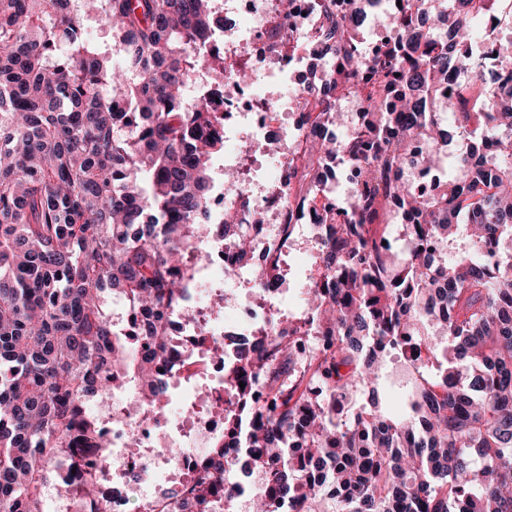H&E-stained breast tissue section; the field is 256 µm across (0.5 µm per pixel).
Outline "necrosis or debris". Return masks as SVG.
<instances>
[{
  "mask_svg": "<svg viewBox=\"0 0 512 512\" xmlns=\"http://www.w3.org/2000/svg\"><path fill=\"white\" fill-rule=\"evenodd\" d=\"M314 0H295L290 18L294 38L281 40L275 34L282 18L278 0H224V17L233 23L236 35L224 45L225 65L238 67L249 62L253 78L219 105L228 114L224 130V167L242 166L247 153V139H263L282 150L273 176L272 188L263 194H240L237 188H219L213 199L215 212L229 204H246L249 210L265 215L281 211L287 190L285 170L289 158L298 157L306 140L307 129L301 116L299 100L277 96L270 89L271 72H297L306 62H322L316 42ZM210 259L202 273L199 299L193 310L181 313V322L168 340L170 365L164 373L168 388H179L186 360L206 359L203 379L214 396L224 394L222 360L206 356L213 340L223 338L225 323L248 330L268 318L270 303L253 293L240 295L223 311H210L207 299L213 291L224 288V269L233 265V256L223 242L208 245ZM101 429L112 442V470L108 481L122 488L127 472L144 477V484L133 489L139 503L148 512H191L190 507H176L173 498L153 489L150 479L162 472L167 483L175 484L195 472L213 437L223 434L224 416L216 409L187 408L178 416L155 411L135 396H128L119 418L101 417Z\"/></svg>",
  "mask_w": 512,
  "mask_h": 512,
  "instance_id": "1",
  "label": "necrosis or debris"
}]
</instances>
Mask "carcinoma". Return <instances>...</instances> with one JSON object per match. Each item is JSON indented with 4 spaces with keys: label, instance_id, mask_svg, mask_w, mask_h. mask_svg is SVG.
<instances>
[{
    "label": "carcinoma",
    "instance_id": "1",
    "mask_svg": "<svg viewBox=\"0 0 512 512\" xmlns=\"http://www.w3.org/2000/svg\"><path fill=\"white\" fill-rule=\"evenodd\" d=\"M222 0H0V512H44L45 462L75 470L86 512H114L111 444L82 399L127 377L159 411L175 315L192 299L212 233L213 159L226 112ZM375 0H318L327 79L299 89L306 147L288 161V210L321 241L309 328L273 314L224 362V436L183 491L211 512L250 491L258 512H512V43L502 0H403L397 36L363 55L350 14ZM103 21L112 42L87 41ZM482 20L486 70L470 59ZM364 111L336 137V97ZM461 126L448 130L438 107ZM422 142L428 150L407 154ZM452 158L430 196L406 177ZM354 180L340 202L318 193ZM399 224L408 247L382 241ZM220 237L254 288L253 216L224 209ZM143 317L136 342L106 291ZM315 336L308 360L296 335ZM397 354L404 385L385 372ZM399 391V415L380 394Z\"/></svg>",
    "mask_w": 512,
    "mask_h": 512
}]
</instances>
